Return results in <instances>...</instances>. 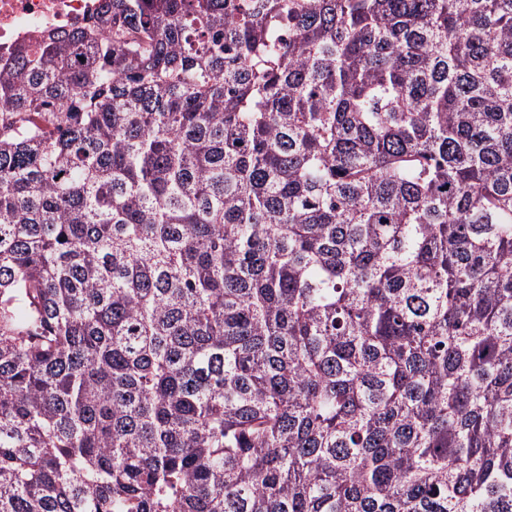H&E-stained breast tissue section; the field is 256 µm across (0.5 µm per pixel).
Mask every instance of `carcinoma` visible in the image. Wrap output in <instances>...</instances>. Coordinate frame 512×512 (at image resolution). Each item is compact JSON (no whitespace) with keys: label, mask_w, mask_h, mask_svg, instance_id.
Listing matches in <instances>:
<instances>
[{"label":"carcinoma","mask_w":512,"mask_h":512,"mask_svg":"<svg viewBox=\"0 0 512 512\" xmlns=\"http://www.w3.org/2000/svg\"><path fill=\"white\" fill-rule=\"evenodd\" d=\"M0 512H512V0L16 46Z\"/></svg>","instance_id":"1"}]
</instances>
